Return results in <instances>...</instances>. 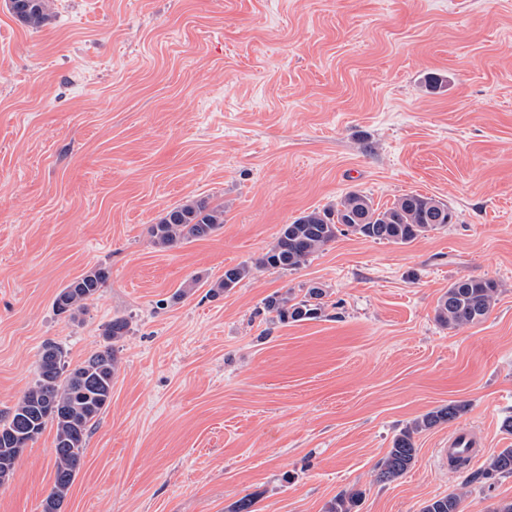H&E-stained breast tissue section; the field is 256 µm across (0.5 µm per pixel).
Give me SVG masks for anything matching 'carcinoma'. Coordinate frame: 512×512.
<instances>
[{
	"mask_svg": "<svg viewBox=\"0 0 512 512\" xmlns=\"http://www.w3.org/2000/svg\"><path fill=\"white\" fill-rule=\"evenodd\" d=\"M53 5L54 0H8L7 7L22 25L37 31L50 22ZM453 219L454 212L448 204L432 196L405 194L382 209L368 195L352 190L335 205L306 212L284 225L275 242L257 259L256 266L297 270L311 256L326 250L343 226L366 239L405 245L453 223ZM223 224L224 206L194 199L168 210L152 225L150 234L156 247L171 249L185 240L208 237ZM251 272L252 267L247 264L228 268L224 276L211 284L209 293L220 296L229 292ZM107 279L108 272L102 268L91 269L73 279L55 295L56 312L76 319L97 299ZM497 288L494 281L479 276L457 279L438 301L436 321L448 329L481 322L493 307ZM323 296L319 286L308 287L300 300L290 293L274 294L265 300L264 310L271 314L273 321L316 320L323 312ZM129 331L127 318H112L102 333L108 345L75 365L66 360L59 345L46 343L38 360V379L7 418L0 421V484L13 475L23 449L36 441L47 427L55 429V477L43 502V512H62L82 466L90 430L112 400V384L120 364L115 345ZM460 411L461 406L449 405L401 430L378 464V478L387 481L406 473L415 459L414 435L453 420ZM490 471L512 475V448L494 456ZM357 498L356 493L343 494L331 503L328 512H354ZM421 512H460V498L435 497L425 502Z\"/></svg>",
	"mask_w": 512,
	"mask_h": 512,
	"instance_id": "obj_1",
	"label": "carcinoma"
}]
</instances>
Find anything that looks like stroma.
Masks as SVG:
<instances>
[{"label":"stroma","mask_w":512,"mask_h":512,"mask_svg":"<svg viewBox=\"0 0 512 512\" xmlns=\"http://www.w3.org/2000/svg\"><path fill=\"white\" fill-rule=\"evenodd\" d=\"M447 75L426 92L427 74ZM351 190L453 208L407 245L352 232L294 271L256 267L283 225ZM204 198L224 224L163 250L150 228ZM253 271L213 298L227 267ZM109 278L77 319L53 300L93 268ZM464 276L498 283L480 323L435 319ZM197 286L180 302L173 293ZM321 286L324 315L270 321L273 293ZM117 343L112 402L92 427L63 512H462L512 502L484 479L512 448V0H56L38 31L0 0V420L52 341L69 363ZM414 462L381 482L395 435ZM470 432L454 470L438 450ZM55 431L0 484V512H42ZM461 409L460 405H448L424 415L421 419L413 422L412 425L401 430L393 439L392 446L385 457L378 464V478L387 481L406 473L415 459L414 435L423 429H430L438 424L453 420Z\"/></svg>","instance_id":"obj_1"}]
</instances>
